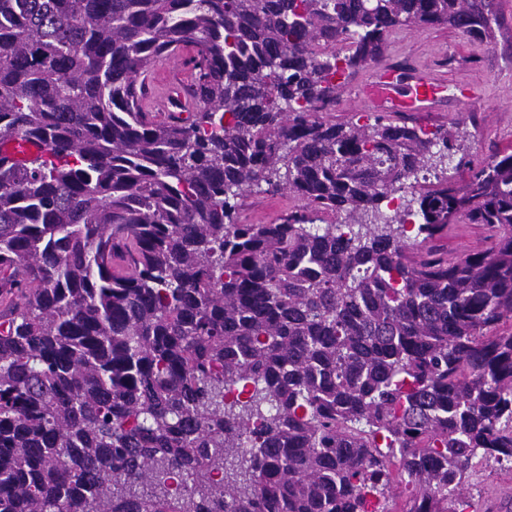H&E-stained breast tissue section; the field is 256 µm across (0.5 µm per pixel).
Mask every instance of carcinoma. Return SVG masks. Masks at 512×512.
I'll use <instances>...</instances> for the list:
<instances>
[{
    "mask_svg": "<svg viewBox=\"0 0 512 512\" xmlns=\"http://www.w3.org/2000/svg\"><path fill=\"white\" fill-rule=\"evenodd\" d=\"M433 24L489 43L496 0H0V145L44 147L0 157V512H467L512 462V154L422 188L412 239L319 223L453 156L317 117ZM184 52L192 105L147 117ZM263 182L304 206L239 222ZM454 224L466 225L452 229L448 233V239L440 243L448 250V256H464L469 251L482 246V230L469 225L461 218H458Z\"/></svg>",
    "mask_w": 512,
    "mask_h": 512,
    "instance_id": "cac0c4a2",
    "label": "carcinoma"
}]
</instances>
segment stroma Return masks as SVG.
<instances>
[{"instance_id": "35a3bbf8", "label": "stroma", "mask_w": 512, "mask_h": 512, "mask_svg": "<svg viewBox=\"0 0 512 512\" xmlns=\"http://www.w3.org/2000/svg\"><path fill=\"white\" fill-rule=\"evenodd\" d=\"M502 25L494 41L479 45L445 25L406 27L393 35L382 57L383 63L413 60L424 72L447 84L448 97L435 111L420 112L413 123L426 129L449 128L458 124L455 144L463 167L441 165L440 177L463 184L473 166L490 162L512 151V0H497ZM371 68L352 74L339 88L336 101L321 117L343 125L364 123L373 108L360 96ZM473 89V96L459 101L460 89ZM298 201L288 191L261 185L248 192L243 217L251 224H270ZM512 491V468L478 469L469 488L474 512H498L502 495Z\"/></svg>"}]
</instances>
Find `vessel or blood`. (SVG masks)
Returning a JSON list of instances; mask_svg holds the SVG:
<instances>
[{
    "label": "vessel or blood",
    "instance_id": "vessel-or-blood-1",
    "mask_svg": "<svg viewBox=\"0 0 512 512\" xmlns=\"http://www.w3.org/2000/svg\"><path fill=\"white\" fill-rule=\"evenodd\" d=\"M143 106L147 111L167 114L192 102L187 93L183 67L161 71L145 82ZM445 87L442 83L412 70L398 71L380 68L373 72L362 90L365 102L382 110L411 115L429 111L431 104L441 99Z\"/></svg>",
    "mask_w": 512,
    "mask_h": 512
}]
</instances>
